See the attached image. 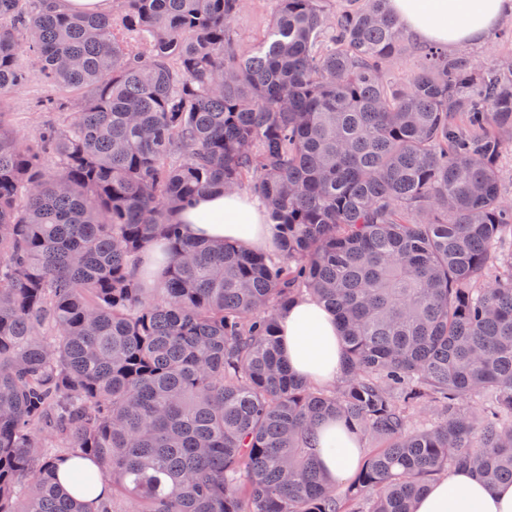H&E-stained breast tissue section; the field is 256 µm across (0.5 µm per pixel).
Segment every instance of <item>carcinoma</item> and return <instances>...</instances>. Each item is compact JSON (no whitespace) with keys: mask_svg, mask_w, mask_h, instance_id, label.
I'll return each instance as SVG.
<instances>
[{"mask_svg":"<svg viewBox=\"0 0 512 512\" xmlns=\"http://www.w3.org/2000/svg\"><path fill=\"white\" fill-rule=\"evenodd\" d=\"M243 5L0 0V512H88L59 488L68 456L112 486L93 512H414L463 467L512 482V59L428 45L394 88L386 0H279L247 55ZM25 53L84 93L31 143L3 124ZM250 181L279 256L183 236L178 210ZM302 296L338 318L328 388L281 359ZM327 417L380 442L343 497L316 455ZM60 8L69 13H97L100 15L112 11L113 0H59Z\"/></svg>","mask_w":512,"mask_h":512,"instance_id":"1","label":"carcinoma"}]
</instances>
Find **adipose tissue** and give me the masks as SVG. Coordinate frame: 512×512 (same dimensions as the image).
<instances>
[{
  "mask_svg": "<svg viewBox=\"0 0 512 512\" xmlns=\"http://www.w3.org/2000/svg\"><path fill=\"white\" fill-rule=\"evenodd\" d=\"M388 12L416 39L451 48L482 42L512 0H387ZM186 238L232 241L248 250L268 248L271 229L251 200L238 192H206L174 216ZM282 359L289 373L312 384H329L340 374L342 343L336 316L315 299L295 300L279 317ZM317 456L330 485L345 484L363 456L359 441L329 420L318 428ZM414 512H512V483L489 485L461 469L430 483Z\"/></svg>",
  "mask_w": 512,
  "mask_h": 512,
  "instance_id": "ef3b65f1",
  "label": "adipose tissue"
}]
</instances>
